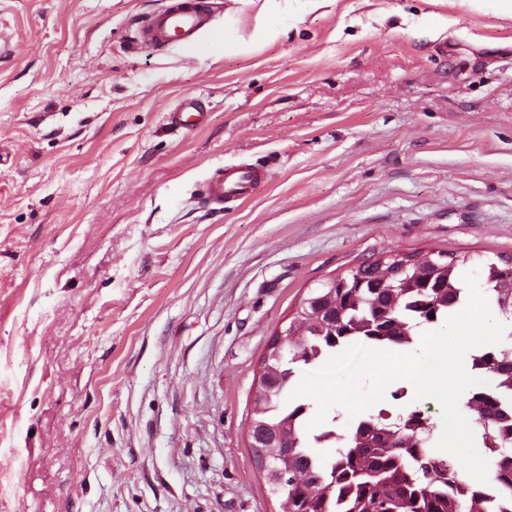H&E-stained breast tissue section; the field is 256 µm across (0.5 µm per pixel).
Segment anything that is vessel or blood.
I'll list each match as a JSON object with an SVG mask.
<instances>
[{"instance_id": "1", "label": "vessel or blood", "mask_w": 512, "mask_h": 512, "mask_svg": "<svg viewBox=\"0 0 512 512\" xmlns=\"http://www.w3.org/2000/svg\"><path fill=\"white\" fill-rule=\"evenodd\" d=\"M213 22L209 0H176L154 12L141 25L138 42L161 49L171 43H191ZM263 168L251 164L227 165L216 169L206 182L208 199L217 204L251 197L264 184Z\"/></svg>"}]
</instances>
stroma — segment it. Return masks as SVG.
Here are the masks:
<instances>
[{
  "mask_svg": "<svg viewBox=\"0 0 512 512\" xmlns=\"http://www.w3.org/2000/svg\"><path fill=\"white\" fill-rule=\"evenodd\" d=\"M174 2L0 0V512H279L248 426L309 290L389 250L512 257L499 0H223L211 32L278 35L137 48ZM239 163L268 183L209 203ZM278 33V28L275 24H267L263 26L262 28L258 29L253 36L251 37L250 41H228L224 39V54H239L241 52L248 51L249 45L252 42L255 41H264L268 38H271L272 36H275Z\"/></svg>",
  "mask_w": 512,
  "mask_h": 512,
  "instance_id": "1",
  "label": "stroma"
}]
</instances>
